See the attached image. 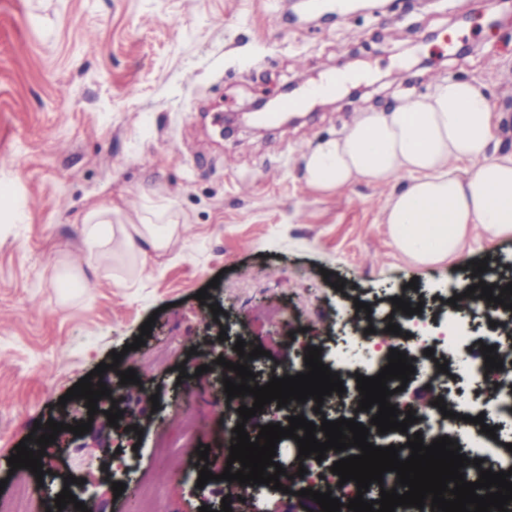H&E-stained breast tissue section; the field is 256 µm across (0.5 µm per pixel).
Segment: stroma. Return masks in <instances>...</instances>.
I'll use <instances>...</instances> for the list:
<instances>
[{
  "mask_svg": "<svg viewBox=\"0 0 512 512\" xmlns=\"http://www.w3.org/2000/svg\"><path fill=\"white\" fill-rule=\"evenodd\" d=\"M330 70L348 82L299 124L226 126ZM441 77L483 84L504 115L491 153L511 155L512 0H0V498L15 493L16 445L35 423L83 421L67 390L118 352L102 381L127 369L139 379L127 404L141 423L137 465L163 487L151 512L221 503L223 456L154 448L187 426L212 446L224 425L215 361L202 351L211 305L228 312L230 333L262 347L270 372L287 361L294 328L330 345L345 296L373 302L411 282L432 294L483 259L512 273V237L475 229L452 258L413 264L384 222L408 179L333 192L305 181L304 152L342 136L354 112L424 97ZM101 203L132 220L164 205L182 229L148 265L108 255L83 278L71 271L84 252L80 218ZM163 389L182 393L180 404L153 406ZM121 443L104 420L57 438L54 493L71 476L97 512H133L135 489L117 496L99 480ZM202 465L215 476L204 490L180 481Z\"/></svg>",
  "mask_w": 512,
  "mask_h": 512,
  "instance_id": "obj_1",
  "label": "stroma"
}]
</instances>
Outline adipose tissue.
Instances as JSON below:
<instances>
[{"label": "adipose tissue", "instance_id": "adipose-tissue-1", "mask_svg": "<svg viewBox=\"0 0 512 512\" xmlns=\"http://www.w3.org/2000/svg\"><path fill=\"white\" fill-rule=\"evenodd\" d=\"M501 121L480 82L444 78L426 97L361 112L341 137L305 154L304 177L325 192L359 178L410 177V186L389 199L384 222L413 262L439 263L457 251L469 228L512 236V156L489 153ZM463 161L470 168L461 176L456 165ZM112 215V207L101 204L82 218L87 267L116 240L137 244L140 262H147L166 251L179 231L175 220L161 227L145 217L116 225Z\"/></svg>", "mask_w": 512, "mask_h": 512}]
</instances>
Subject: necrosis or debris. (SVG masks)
Wrapping results in <instances>:
<instances>
[{"mask_svg":"<svg viewBox=\"0 0 512 512\" xmlns=\"http://www.w3.org/2000/svg\"><path fill=\"white\" fill-rule=\"evenodd\" d=\"M479 313L495 323L492 335L480 342L471 335V322ZM388 323V312L379 308L372 309L370 315L357 317L355 323L341 321L340 340L346 345L359 346L361 353L354 359L337 351L331 353L327 362L331 372L339 375L343 385L352 386L357 376L377 375L387 365L390 349L404 352L416 376L438 387V395L446 407L432 409L429 415L420 417L403 434V441H410L415 432L421 433L427 445L443 436L457 442L463 440L469 454L483 460L485 465L502 471L512 469V451L507 449L505 441L482 433L480 425L473 422L479 414L473 402L453 395L445 387L447 380L455 378L457 373H465L487 395L496 415L512 416V310L479 297L470 309L429 307L418 314L408 335L379 344L376 335ZM484 345L494 347L502 368H486L480 351ZM444 361L450 365L445 373L437 368Z\"/></svg>","mask_w":512,"mask_h":512,"instance_id":"1","label":"necrosis or debris"}]
</instances>
